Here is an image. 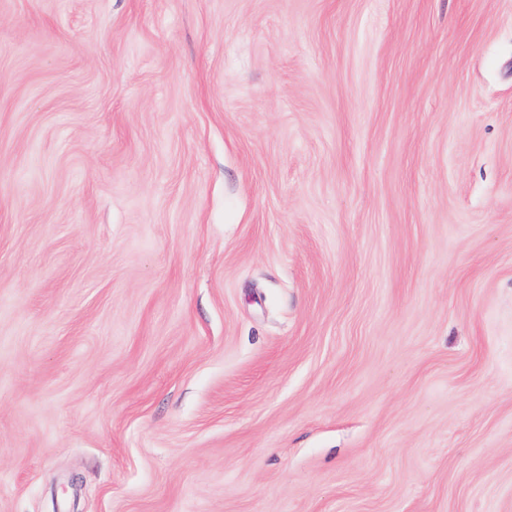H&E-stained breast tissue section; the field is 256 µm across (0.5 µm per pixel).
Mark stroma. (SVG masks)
<instances>
[{"label": "stroma", "mask_w": 512, "mask_h": 512, "mask_svg": "<svg viewBox=\"0 0 512 512\" xmlns=\"http://www.w3.org/2000/svg\"><path fill=\"white\" fill-rule=\"evenodd\" d=\"M0 512H512V0H0Z\"/></svg>", "instance_id": "obj_1"}]
</instances>
